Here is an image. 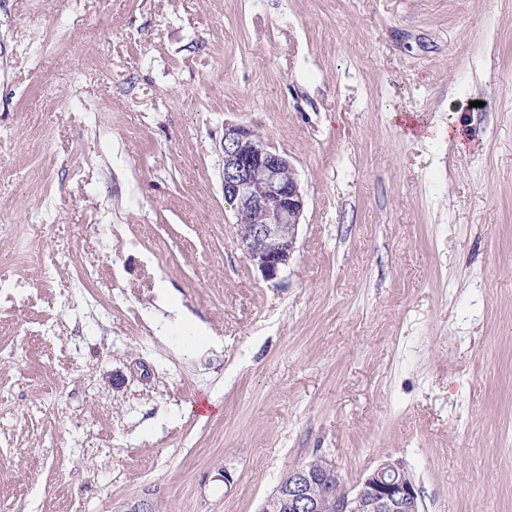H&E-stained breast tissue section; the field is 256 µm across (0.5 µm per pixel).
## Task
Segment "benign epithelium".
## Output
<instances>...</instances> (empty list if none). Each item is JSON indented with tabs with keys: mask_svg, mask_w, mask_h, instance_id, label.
<instances>
[{
	"mask_svg": "<svg viewBox=\"0 0 512 512\" xmlns=\"http://www.w3.org/2000/svg\"><path fill=\"white\" fill-rule=\"evenodd\" d=\"M224 201L234 211L237 241L267 280L288 267L296 251L305 201L288 157L244 124L224 125ZM288 469L261 512H422L419 491L399 462L385 461L343 494L336 461L318 458Z\"/></svg>",
	"mask_w": 512,
	"mask_h": 512,
	"instance_id": "1",
	"label": "benign epithelium"
}]
</instances>
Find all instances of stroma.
<instances>
[{"mask_svg": "<svg viewBox=\"0 0 512 512\" xmlns=\"http://www.w3.org/2000/svg\"><path fill=\"white\" fill-rule=\"evenodd\" d=\"M228 123L304 189L273 281ZM321 455L512 512V0H0V512H260Z\"/></svg>", "mask_w": 512, "mask_h": 512, "instance_id": "1", "label": "stroma"}]
</instances>
